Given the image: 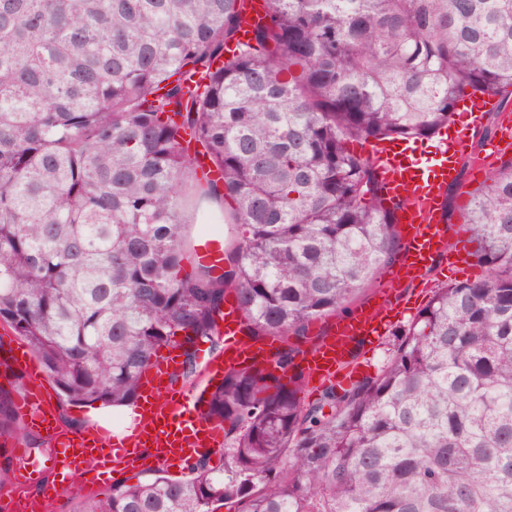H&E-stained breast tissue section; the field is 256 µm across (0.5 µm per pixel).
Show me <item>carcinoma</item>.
<instances>
[{
	"instance_id": "obj_1",
	"label": "carcinoma",
	"mask_w": 512,
	"mask_h": 512,
	"mask_svg": "<svg viewBox=\"0 0 512 512\" xmlns=\"http://www.w3.org/2000/svg\"><path fill=\"white\" fill-rule=\"evenodd\" d=\"M247 2L0 0V323L65 404H135L166 346L189 377L228 296L251 337L344 310L401 249L350 144L512 102V0H266L244 41ZM487 180L462 216L484 276L435 288L374 375L305 404L301 374L229 371L224 447L70 512H512V161ZM203 208L235 227L220 274L187 244ZM2 436L51 453L0 390Z\"/></svg>"
}]
</instances>
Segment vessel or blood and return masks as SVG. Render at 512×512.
<instances>
[{"label": "vessel or blood", "instance_id": "vessel-or-blood-1", "mask_svg": "<svg viewBox=\"0 0 512 512\" xmlns=\"http://www.w3.org/2000/svg\"><path fill=\"white\" fill-rule=\"evenodd\" d=\"M498 105L495 96L463 97V126L448 130L442 146L425 163L418 161L410 148L397 143L364 145L363 152L385 187L387 202L395 206L397 221L403 226L397 278L411 283L420 280L444 255L447 227L441 203L449 186L458 182L463 163H470L473 171L484 174L502 152L512 147V133L505 131L499 139L487 142L483 156L473 155V134L482 126L485 115ZM196 257L205 265L221 269L222 240H203ZM389 328L378 307L362 308L337 318L334 329L325 333L307 357V374L322 383L337 382L341 373L353 367L357 349L381 340ZM219 332L224 337V352L204 358L201 371L206 381L222 380L232 369L262 368L270 363L273 344L260 338L243 342V321L233 299L224 303ZM181 366V355L175 348L153 359L142 379L137 416L120 436L97 424L77 434L60 429L36 391L28 392L17 406L51 439L53 463L59 472L76 479L78 490L86 491L91 485L87 477V464L91 461L105 469L115 464L126 468L154 463L180 466L223 447V425L207 417L204 401L195 389L178 386Z\"/></svg>", "mask_w": 512, "mask_h": 512}]
</instances>
